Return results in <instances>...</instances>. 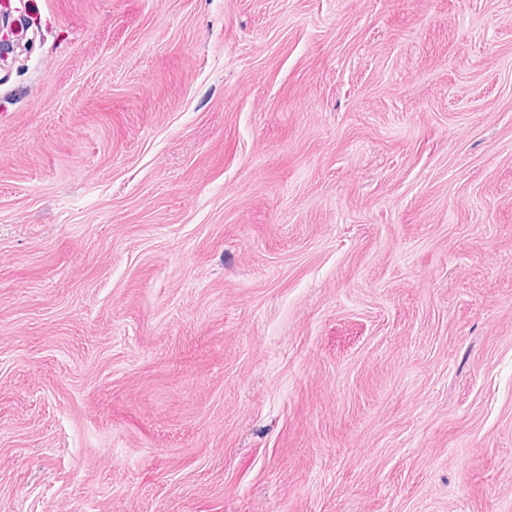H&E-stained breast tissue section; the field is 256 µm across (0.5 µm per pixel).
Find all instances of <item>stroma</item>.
I'll return each mask as SVG.
<instances>
[{
  "label": "stroma",
  "instance_id": "1",
  "mask_svg": "<svg viewBox=\"0 0 512 512\" xmlns=\"http://www.w3.org/2000/svg\"><path fill=\"white\" fill-rule=\"evenodd\" d=\"M0 512H512V0H0Z\"/></svg>",
  "mask_w": 512,
  "mask_h": 512
}]
</instances>
